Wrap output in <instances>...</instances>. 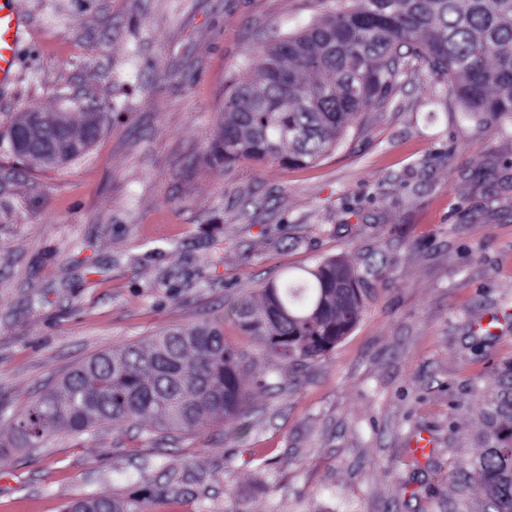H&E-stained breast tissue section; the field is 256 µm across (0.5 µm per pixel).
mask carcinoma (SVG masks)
<instances>
[{"mask_svg":"<svg viewBox=\"0 0 512 512\" xmlns=\"http://www.w3.org/2000/svg\"><path fill=\"white\" fill-rule=\"evenodd\" d=\"M310 24L273 40L259 69L232 76L215 161L311 166L336 150L367 108H381L412 60L425 63L467 119L512 121V0H337ZM31 138L16 113L0 147L41 168L79 159L104 131L95 103L77 114L45 112ZM357 269L326 259L303 278L269 283L224 305V315L168 328L143 342L95 355L67 372L15 418L13 446L34 448L66 431L107 423L196 431L217 418L247 416L244 354L224 341V321L285 365L324 358L356 325L364 297ZM481 413L483 448L457 462L467 490L495 512H512V365ZM66 512H142L139 501L91 495Z\"/></svg>","mask_w":512,"mask_h":512,"instance_id":"1","label":"carcinoma"}]
</instances>
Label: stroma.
<instances>
[{
	"mask_svg": "<svg viewBox=\"0 0 512 512\" xmlns=\"http://www.w3.org/2000/svg\"><path fill=\"white\" fill-rule=\"evenodd\" d=\"M0 84L14 113L95 101L103 134L37 169L0 153V416L91 355L212 320L225 300L336 257L367 275L361 317L319 362L247 353V426L124 423L41 448L0 428V512L89 494L144 512H482L458 460L512 362V122L477 125L413 62L384 108L303 169L210 161L224 83L331 0H19ZM430 435L424 461L409 442ZM179 483L178 495L151 486Z\"/></svg>",
	"mask_w": 512,
	"mask_h": 512,
	"instance_id": "1",
	"label": "stroma"
}]
</instances>
